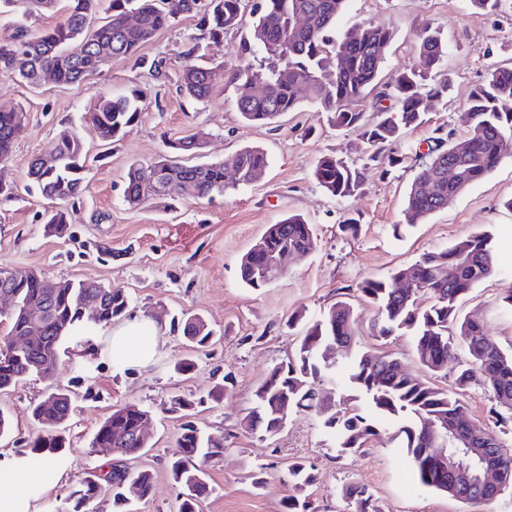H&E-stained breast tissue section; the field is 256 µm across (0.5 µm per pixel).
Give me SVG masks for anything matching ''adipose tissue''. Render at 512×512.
<instances>
[{
    "instance_id": "adipose-tissue-1",
    "label": "adipose tissue",
    "mask_w": 512,
    "mask_h": 512,
    "mask_svg": "<svg viewBox=\"0 0 512 512\" xmlns=\"http://www.w3.org/2000/svg\"><path fill=\"white\" fill-rule=\"evenodd\" d=\"M161 329L157 323L133 318L113 327L109 333V350L114 362L142 367L154 358ZM57 462H46L43 475H33L24 468L0 470V512H15L19 491L42 493L46 488L44 474L58 470Z\"/></svg>"
}]
</instances>
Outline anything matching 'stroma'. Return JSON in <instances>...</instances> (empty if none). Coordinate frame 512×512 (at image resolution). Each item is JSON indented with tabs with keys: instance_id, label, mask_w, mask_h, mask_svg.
Returning a JSON list of instances; mask_svg holds the SVG:
<instances>
[{
	"instance_id": "stroma-1",
	"label": "stroma",
	"mask_w": 512,
	"mask_h": 512,
	"mask_svg": "<svg viewBox=\"0 0 512 512\" xmlns=\"http://www.w3.org/2000/svg\"><path fill=\"white\" fill-rule=\"evenodd\" d=\"M391 28L394 39L381 70V81L393 83L418 52L423 29L439 34L448 54L439 73L449 82L448 94L436 102L421 126L407 130L387 152L402 157L401 165L381 174L380 162L362 150L355 132L329 126L325 113L303 105L269 126L244 124L236 108L237 93L217 87L205 102L180 93L178 76L187 60L182 51L199 34L196 17L187 15L163 29L141 49L154 68L112 60L83 83H52L32 89L0 76V108L25 115L10 160L0 164V182L16 186L11 200H0V267L34 270L53 281H98L124 289L129 314L152 322L165 321L157 354L144 367L113 363L106 334H98L94 354L82 355L84 337H71L54 376L28 377L0 393V411L11 420L9 434L0 437V465L23 461L30 473L43 469L30 444L40 427L30 408L51 386L75 392L66 427L67 443L60 455L64 475L38 496L20 495L22 512H72L70 494L89 474L111 463L112 454L92 447L93 433L114 405L135 403L149 409V444L135 462L153 475V492L132 499L133 512H177L179 489L167 464L180 454L177 438L181 420L169 413L172 395L202 398L195 423L202 431L223 437L225 451L207 463L210 494L202 512H285L294 489L285 470L305 463L315 482L308 487L315 512H345L343 486H366L384 512H512V492L495 501L464 505L422 486L398 442H370L362 451L339 453L325 430L324 413L292 414L286 428L273 436L253 433L242 425L254 405V392L273 367L294 354L296 341L288 321L319 317L333 303L352 305L357 347L390 356L410 374L438 386L451 387L449 375L434 376L420 368L413 336L396 333L376 338L377 310L365 302L358 285L383 278L413 264L425 253L444 249L476 229L488 230L495 246L496 272L458 303L460 316L481 319L502 346L512 345V309L503 301L512 289V154L440 212L421 223L404 218L406 191L427 151L435 128L462 139L468 126L463 106L470 88L497 66H512V0H500L490 13L473 9L469 0H347L338 31L363 23ZM140 90V114L116 141L97 137L93 106L100 95L122 96ZM75 130L85 143L83 191L73 200H50L30 185L27 169L34 157L49 153L57 132ZM199 135L204 146L200 163L223 160L244 147L268 155L264 177L213 198L187 199L169 205L153 197L137 207L123 198L128 168L164 154L168 141ZM333 155L357 161L366 178L346 198L326 193L314 177L317 159ZM64 209L71 222L66 234H48L45 212ZM311 224L315 249L294 259L285 276L252 290L241 283L239 261L269 225L290 214ZM355 219L358 234L341 229ZM202 315L214 336L208 348L193 350L180 332L168 328L181 312ZM188 358L193 369L176 372L173 365ZM339 364L318 391L333 392L337 409L365 408L364 396L350 383ZM225 382L221 403L206 395ZM471 417L493 429L502 450L512 456V421L501 424L496 406L475 380L463 394ZM263 478L255 487V478Z\"/></svg>"
}]
</instances>
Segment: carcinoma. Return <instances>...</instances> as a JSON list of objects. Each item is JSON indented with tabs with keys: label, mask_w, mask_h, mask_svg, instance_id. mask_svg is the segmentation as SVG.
I'll list each match as a JSON object with an SVG mask.
<instances>
[{
	"label": "carcinoma",
	"mask_w": 512,
	"mask_h": 512,
	"mask_svg": "<svg viewBox=\"0 0 512 512\" xmlns=\"http://www.w3.org/2000/svg\"><path fill=\"white\" fill-rule=\"evenodd\" d=\"M346 0H254V20L241 54L262 53L265 67L250 65L229 72L200 64L210 45L224 38L242 19L244 0H111L110 14L99 18V0H0V15L11 13L25 18L62 11L64 23L32 30L14 22L0 36V75L30 88H37L43 75L53 76V83L72 85L96 74L111 59H132L145 65L142 46L158 32L173 26L185 15H199L200 36L190 40L183 55L196 60L186 66L178 78L179 90L194 100L211 96L219 82L245 88L262 85L253 96L239 94L236 105L242 119L250 124L269 125L287 112H294L307 102L328 114L329 122L339 129H352L373 152L384 144L396 142L404 130L423 123L432 102L448 90L447 82L425 83L438 70L447 47L439 36L422 32L416 62L404 68L394 83L385 86L378 98L391 102L376 107L382 118L365 119L367 96L378 88L379 76L392 41V32L372 23L356 27L358 35L336 33V22ZM137 15V23L126 22L128 14ZM336 63V77L331 82L320 78L321 72ZM512 97V67H496L487 80L474 87L465 102L470 127L464 155L455 152L452 133L434 138L429 160L411 181L405 198L406 223L417 224L447 206L448 196L461 194L470 185L484 179L502 158L503 140L512 139V112L501 108V101ZM140 96L98 99L93 123L104 140L116 138L139 115ZM398 112L393 119L387 112ZM22 111L0 110V164L9 160L14 142L22 130ZM176 156H162L153 161L130 165L124 187V199L137 206L146 199L143 186L152 181L158 197L205 198L224 195L247 186L268 166L266 154L255 147H245L222 161L191 163L188 158L202 148V139L189 136L172 144ZM84 143L69 128L56 136L55 161L45 165L43 158L31 160L27 176L48 199L70 200L82 192ZM461 170V178L448 183V168ZM314 176L318 184L337 197H349L364 179L363 170L332 155L321 157ZM68 223L65 212L47 216L49 232L61 235ZM266 254L250 249L239 262V278L249 288H265L288 272L291 261L315 248L311 225L298 215L284 218L267 227L262 236ZM494 273L491 235L476 231L446 249L423 255L406 269L387 278L366 279L359 284L362 297L377 308L376 335L387 337L405 330L414 336L419 363L423 369L438 374L457 360L451 390L439 388L405 373L398 362L384 355L365 352L358 356L350 376L351 383L364 394L368 412L345 410L324 421L330 434L338 435L343 453H356L370 440L382 436V424H396L395 437L410 458L420 484L442 492L463 504L492 502L512 490V457L501 450L499 438L476 421H471L474 447L486 449L500 469L498 486L486 489L459 483L452 471L438 473L428 468L437 449L458 462L464 449L454 446L446 436V424L469 417L459 398L477 371L485 368L484 388L502 410L512 413V350L503 349L485 326L470 317H460L458 300ZM414 281L402 293L396 288L401 277ZM0 292L14 296L16 312L0 323L6 325L4 340L12 345L0 352V390L16 386L31 375L51 378L59 362L60 350L69 334L83 327V303L87 296L101 297L96 328L126 316L128 296L121 288H106L96 281L65 282L48 296L36 282L5 287ZM431 304L417 306L421 296ZM45 302L41 314L28 312L33 302ZM187 340L205 347L212 335L201 317L182 319ZM354 310L344 300L330 306L320 318L308 324L295 355L275 366L255 390V406L244 417L251 432L272 436L281 430L285 416L313 410L318 392L315 383L333 368L325 350L333 345L351 349L354 341ZM463 357H457V349ZM195 399L176 394L169 410L186 419L178 437L183 454L168 465L173 482L180 488L178 512H200V503L209 494L205 465L224 453V437L204 434L188 418L193 415ZM72 413L70 395L61 389L49 391L31 409L32 418L43 428L31 445L45 460L62 447L61 432ZM151 411L134 403L119 405L96 428L92 447L112 448V470L84 479L70 499L73 512H88V505L101 493L112 495L113 503L125 509L124 486L131 482L146 498L152 490V474L133 469L128 461L136 458L147 443L138 433ZM288 481L302 490L314 482V476L300 462L288 466ZM348 512H382L373 495L364 486L348 484L341 489Z\"/></svg>",
	"instance_id": "obj_1"
}]
</instances>
